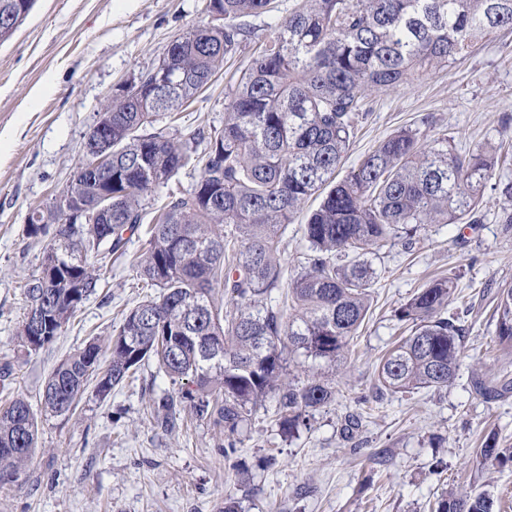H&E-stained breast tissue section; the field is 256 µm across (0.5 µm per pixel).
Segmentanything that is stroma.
<instances>
[{
	"instance_id": "35a3bbf8",
	"label": "stroma",
	"mask_w": 512,
	"mask_h": 512,
	"mask_svg": "<svg viewBox=\"0 0 512 512\" xmlns=\"http://www.w3.org/2000/svg\"><path fill=\"white\" fill-rule=\"evenodd\" d=\"M208 0H35L14 36L0 44V368L9 388L40 410L44 384L66 355L91 339L106 341L123 312L143 300L130 260L135 233L112 275L78 309L49 346L26 353L16 340L26 313L22 286L40 270L43 243L24 227L31 207L48 206L82 157L101 103L118 86L156 66L188 28L212 19ZM253 19L254 34L176 123L182 134L222 126L230 75L245 67L294 0ZM442 135L458 148L489 141L512 151V30L482 39L447 70L429 72L376 93L359 123L345 166L404 127ZM481 223L432 225L411 249L395 244L374 260L379 278L371 307L337 369L336 395L310 426L281 437L274 401L253 412L234 453L208 419L181 413L172 431L156 426L152 404L172 391L155 362L106 401L84 394L67 420L39 429L30 466L0 485V512H219L225 496L243 512H435L446 493L489 492L512 512V466L477 454L496 437L512 448V393L496 401L476 394L478 378L512 379V353L501 350L492 317L501 285L512 282V226L498 223L504 201L486 191ZM454 274L453 308L467 328L463 359L447 390L378 393L377 368L405 328L394 311L433 278ZM360 416L352 450L341 429ZM246 465L247 479L236 467Z\"/></svg>"
}]
</instances>
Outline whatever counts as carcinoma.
Segmentation results:
<instances>
[{
	"label": "carcinoma",
	"instance_id": "obj_1",
	"mask_svg": "<svg viewBox=\"0 0 512 512\" xmlns=\"http://www.w3.org/2000/svg\"><path fill=\"white\" fill-rule=\"evenodd\" d=\"M221 24L197 25L173 40L157 66L112 95V223L73 224L53 203L43 223L26 225L41 241L40 269L25 281L28 310L51 305L46 332L20 324L28 353L52 344L105 278L109 256L124 255L128 235L147 216L146 201L183 169L200 170L186 192L170 191L154 216L145 250L133 260L146 296L123 317L106 345L95 341L62 359L42 391L44 417L66 419L90 380L106 400L150 359L178 386L154 403L157 426H176L189 408L224 428L227 447L256 407L276 402L277 426L292 437L312 412L335 395L319 371L341 365L366 318L377 279L371 256L395 241L406 246L433 224H475L487 184L512 203V180L496 178L502 156L488 143L460 151L454 141L424 139L402 128L382 140L342 177L354 132L373 93L422 73L448 68L476 43L512 28V0H296L231 77L224 125L188 138L155 127L188 107L232 59L254 28L250 19L274 0H209ZM77 172L61 195L91 205L107 182ZM317 196L303 227L305 265L280 288L285 227ZM455 275L437 278L394 311L403 337L380 361L377 389L441 390L454 379L466 334L448 309ZM500 346L512 349V284L494 307ZM307 366L304 381L289 378L290 363ZM487 400L512 391L474 382ZM38 417L25 397L0 400V484L13 483L37 448ZM480 456L505 467L512 448L493 437ZM489 493L438 502L436 512H493Z\"/></svg>",
	"mask_w": 512,
	"mask_h": 512
}]
</instances>
